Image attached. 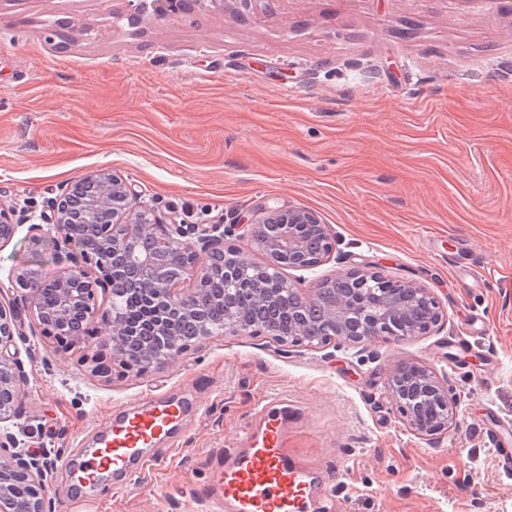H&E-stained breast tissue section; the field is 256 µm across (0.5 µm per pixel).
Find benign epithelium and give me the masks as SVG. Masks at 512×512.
<instances>
[{
  "label": "benign epithelium",
  "instance_id": "7a95c632",
  "mask_svg": "<svg viewBox=\"0 0 512 512\" xmlns=\"http://www.w3.org/2000/svg\"><path fill=\"white\" fill-rule=\"evenodd\" d=\"M125 14L135 25L147 15L166 17L189 14L203 8L224 9V0H127ZM275 0H234L253 14L272 11ZM83 224L88 236L72 233ZM241 238L248 250L224 243L232 229L222 224H180L166 221L143 200L137 184L101 168L68 188L31 224L38 239L53 236L79 250L83 264L53 274L18 269L11 274L25 291L30 320L60 347L85 350V359L100 374L114 365L126 372L143 373L165 368L188 348L179 328L185 317L199 322L196 340L214 337L204 322L210 282L224 277L232 284L239 268L252 267L253 299L261 304L281 294L296 300L288 309V327L247 325L233 313L225 314L224 335L265 336L281 347L305 345L320 348L331 342L359 344L378 338L410 341L429 334L442 319L440 303L425 285L394 278L365 268L335 271L318 278L310 288L298 287L287 271L313 270L328 261L336 242L328 225L304 209L266 206L246 216ZM16 230L12 214L0 208V243ZM196 238L191 242L190 238ZM153 238L157 251L140 249L142 240ZM263 261L255 262L249 253ZM134 271L145 295L143 329L129 327L116 316L114 301L101 315L100 341L91 343L90 324L96 310L99 285ZM189 287H183L184 283ZM54 294L48 306L44 295ZM148 334L146 360L132 363L126 344ZM22 334L17 310L0 301V423L18 416L22 398V370L15 338ZM385 397L408 428L423 437L448 430L457 420V403L448 395V384L431 368L399 359L383 373ZM0 447L12 448L0 456V512H46L47 475L60 455L34 454L20 447L17 437L0 427Z\"/></svg>",
  "mask_w": 512,
  "mask_h": 512
}]
</instances>
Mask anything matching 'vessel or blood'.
Instances as JSON below:
<instances>
[{
  "mask_svg": "<svg viewBox=\"0 0 512 512\" xmlns=\"http://www.w3.org/2000/svg\"><path fill=\"white\" fill-rule=\"evenodd\" d=\"M180 406L167 401L141 404L112 422L104 447L83 465L84 480L102 469L124 474L137 449L150 447L180 420ZM288 417L272 405L263 426L243 433V443L226 456L224 466L198 487L196 495L215 512H314L320 492L328 490L327 468L298 459L285 445Z\"/></svg>",
  "mask_w": 512,
  "mask_h": 512,
  "instance_id": "obj_1",
  "label": "vessel or blood"
}]
</instances>
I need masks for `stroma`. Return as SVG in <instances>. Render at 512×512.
I'll return each mask as SVG.
<instances>
[{"label": "stroma", "instance_id": "obj_1", "mask_svg": "<svg viewBox=\"0 0 512 512\" xmlns=\"http://www.w3.org/2000/svg\"><path fill=\"white\" fill-rule=\"evenodd\" d=\"M124 0H0V301L10 274L81 264L33 216L106 167L162 215L234 224L263 205L312 212L337 246L318 274L370 265L426 285L442 322L411 341L282 351L215 337L166 368L91 371L32 324L16 340L17 423L62 455L48 512H208L195 489L266 400L303 413L288 445L334 468L343 512H512V470L491 433L512 422V0H276L128 25ZM62 24L66 44L46 40ZM428 366L460 403L429 439L383 395L395 359ZM183 424L124 487L75 494L68 463L102 424L147 399Z\"/></svg>", "mask_w": 512, "mask_h": 512}]
</instances>
